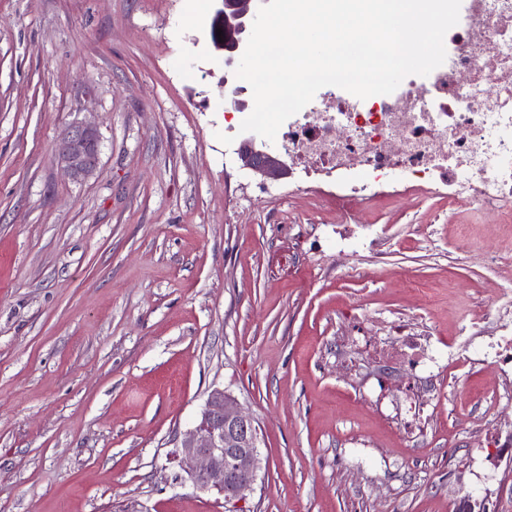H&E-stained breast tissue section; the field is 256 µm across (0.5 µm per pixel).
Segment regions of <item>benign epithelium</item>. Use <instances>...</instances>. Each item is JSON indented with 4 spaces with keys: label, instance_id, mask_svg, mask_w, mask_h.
Listing matches in <instances>:
<instances>
[{
    "label": "benign epithelium",
    "instance_id": "1",
    "mask_svg": "<svg viewBox=\"0 0 512 512\" xmlns=\"http://www.w3.org/2000/svg\"><path fill=\"white\" fill-rule=\"evenodd\" d=\"M220 18L237 33L229 47H224V65L233 67L244 52L260 4L266 0H221ZM100 138L88 123L68 125L61 134L59 160L69 175L77 180L90 176L99 158ZM243 167L264 177L283 178L286 164L278 157L257 148L252 138L238 149ZM171 460L179 471L174 481L215 493L231 502L242 497L262 468L258 429L253 418L224 393L214 389L208 395L194 428L175 445Z\"/></svg>",
    "mask_w": 512,
    "mask_h": 512
}]
</instances>
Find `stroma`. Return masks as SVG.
I'll return each mask as SVG.
<instances>
[{
	"mask_svg": "<svg viewBox=\"0 0 512 512\" xmlns=\"http://www.w3.org/2000/svg\"><path fill=\"white\" fill-rule=\"evenodd\" d=\"M221 7L0 0V512H512V389L483 340L469 366L444 344L512 287V224L435 195L344 223L325 180L244 168ZM74 122L100 135L81 181L57 161ZM398 319L439 339L416 438L401 360L353 345ZM217 387L262 457L232 506L168 461Z\"/></svg>",
	"mask_w": 512,
	"mask_h": 512,
	"instance_id": "obj_1",
	"label": "stroma"
}]
</instances>
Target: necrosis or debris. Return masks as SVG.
Instances as JSON below:
<instances>
[{"mask_svg": "<svg viewBox=\"0 0 512 512\" xmlns=\"http://www.w3.org/2000/svg\"><path fill=\"white\" fill-rule=\"evenodd\" d=\"M452 48L428 81L367 99L325 87L280 127L291 169L333 180L342 215L403 181L512 224V0H467ZM499 368H512V289L468 314Z\"/></svg>", "mask_w": 512, "mask_h": 512, "instance_id": "necrosis-or-debris-1", "label": "necrosis or debris"}]
</instances>
